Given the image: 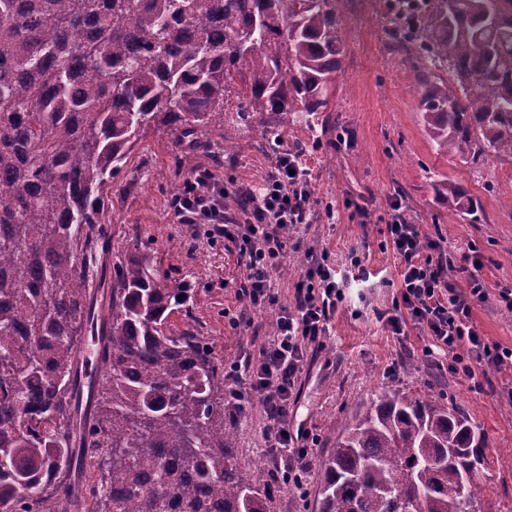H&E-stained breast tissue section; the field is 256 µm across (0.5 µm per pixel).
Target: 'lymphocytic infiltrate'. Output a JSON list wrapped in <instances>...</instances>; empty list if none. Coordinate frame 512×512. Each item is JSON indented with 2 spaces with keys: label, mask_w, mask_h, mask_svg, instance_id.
Segmentation results:
<instances>
[{
  "label": "lymphocytic infiltrate",
  "mask_w": 512,
  "mask_h": 512,
  "mask_svg": "<svg viewBox=\"0 0 512 512\" xmlns=\"http://www.w3.org/2000/svg\"><path fill=\"white\" fill-rule=\"evenodd\" d=\"M312 172L298 150L279 152L258 188H242L238 215L224 208L227 193L209 170L195 172L169 204L179 223L203 228L210 240L233 243L245 260L242 296L251 306L265 304L270 296V271L283 254L288 231L310 223L313 202ZM386 238L399 261L400 293L391 309L379 315L395 336L419 329L431 338L440 354L455 363L472 359L487 367H512V349L490 345L473 319L476 303L488 292L474 268L467 288L452 282V260L438 242L423 237L418 225L392 202ZM307 267L294 285L291 304L283 306L272 334L249 354L245 369L251 389L259 394L267 416L266 439L284 452L288 483L304 482L301 464L307 448L298 444L288 403L308 359L310 348H322L329 324L343 300L336 274L314 249L306 251Z\"/></svg>",
  "instance_id": "1"
}]
</instances>
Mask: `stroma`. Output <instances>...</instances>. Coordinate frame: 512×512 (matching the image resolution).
I'll use <instances>...</instances> for the list:
<instances>
[{"mask_svg":"<svg viewBox=\"0 0 512 512\" xmlns=\"http://www.w3.org/2000/svg\"><path fill=\"white\" fill-rule=\"evenodd\" d=\"M336 12L344 72L335 80L329 109L280 136L282 148L305 149L316 204L312 222L288 234V248L271 274V301L248 308L239 295L243 264L233 244L209 241L174 217L169 202L188 174L180 146L162 130L146 133L114 181L106 212L107 263L117 266L139 250L152 257L169 286L192 288L188 313L176 316L175 324L194 329L214 348L224 362L228 393L247 394L243 357L268 338L271 320L291 302L294 282L306 269V248L325 253L337 276L347 277L324 346L306 363L290 400L296 425L312 438L308 480L300 488L283 487L274 512H314L320 464L337 428L360 403L389 389L462 408L485 439L486 489L478 512H512V401L505 395L512 369L470 381L434 365L425 333L394 336L377 318L399 292L398 261L385 239L390 204L397 200L407 218L441 242L460 288L468 286L472 261L481 260L489 297L475 306V322L489 342L512 348V312L498 295L512 286V160L476 165L438 152L419 109L427 68L390 46L387 20L374 0H336ZM270 121L268 113H251L229 149L212 135L198 168L216 172L231 194L242 185L259 186L274 158L265 146ZM447 178L476 200L475 213L450 210L435 193L433 181ZM359 205L366 209L361 219L354 215ZM355 256L361 269L350 266ZM234 318L240 321L235 328ZM230 424L244 472L271 462L257 398L247 394L244 410Z\"/></svg>","mask_w":512,"mask_h":512,"instance_id":"1","label":"stroma"}]
</instances>
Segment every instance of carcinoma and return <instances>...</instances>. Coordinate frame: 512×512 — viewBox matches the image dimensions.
I'll return each mask as SVG.
<instances>
[{
	"instance_id": "1",
	"label": "carcinoma",
	"mask_w": 512,
	"mask_h": 512,
	"mask_svg": "<svg viewBox=\"0 0 512 512\" xmlns=\"http://www.w3.org/2000/svg\"><path fill=\"white\" fill-rule=\"evenodd\" d=\"M387 36L453 73L421 96L438 150L512 159V0H433ZM342 59L335 0H0V512H273L275 469L238 467L224 363L170 321L190 289L140 251L108 271L105 204L147 130L190 140L191 170L209 129L233 139L231 88L277 136L328 111ZM330 444L315 512H477L485 442L458 408L387 390Z\"/></svg>"
}]
</instances>
